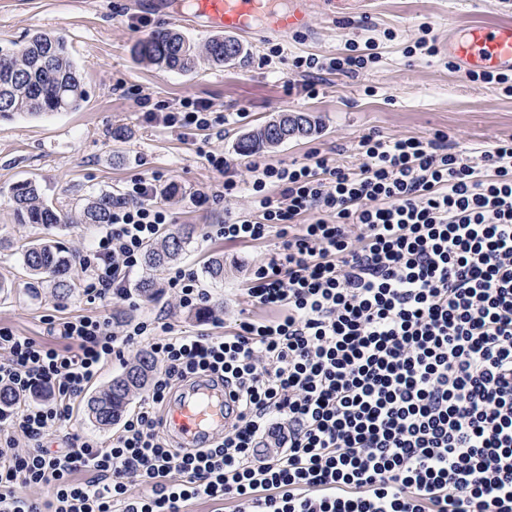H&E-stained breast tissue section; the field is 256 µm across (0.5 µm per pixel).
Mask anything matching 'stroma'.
Listing matches in <instances>:
<instances>
[{"label":"stroma","instance_id":"obj_1","mask_svg":"<svg viewBox=\"0 0 512 512\" xmlns=\"http://www.w3.org/2000/svg\"><path fill=\"white\" fill-rule=\"evenodd\" d=\"M153 0H0V47L15 49L36 32L64 37L78 64L87 99L74 112L0 121V277L15 290L0 298V327L38 342L56 345L46 324L59 318L95 315L104 307L74 291L59 301L51 288L26 289L27 278L12 251L13 244L49 236L70 252L80 253L96 232L79 220L83 206L105 192L122 194L131 181L161 174V196L170 229L184 224L197 228L180 267L200 277L199 286L211 299L222 300L221 320L180 309L169 290L154 300L131 293L113 301V308L132 321L169 319L191 332L220 334L225 323L239 318L267 319L273 310L252 305L242 295L254 267L272 252L276 237L245 246L210 235L214 224H230L254 216L248 194L197 203L193 195L204 185H220L226 175L245 181L250 163L287 166L300 163L313 151L327 153L337 164L358 168L363 158L361 136L432 138L447 135L469 162L499 139L512 136V96L501 86L470 81L449 67V36L473 21L489 16L512 17V0H349L335 14L312 5L311 27L295 38L268 36L242 39L243 56L232 65H217L199 57L192 71L157 68L136 53L138 43L156 31L181 33L197 48L214 36L184 19L189 0H177L179 13L159 12ZM435 38L437 55L414 51L422 36ZM373 52V62L359 75L324 70L315 93L293 66L299 56L321 61L346 54L349 45ZM208 101L224 115V133L194 134L148 121V111L177 107L180 100ZM283 112H303L315 122L310 134L274 149L241 155L239 138ZM124 139L113 140L114 131ZM221 150L230 160L228 173L214 170L206 155ZM36 183L43 202L68 213L72 224L47 230L17 218L12 188L21 180ZM215 255L224 258V279L203 277V267Z\"/></svg>","mask_w":512,"mask_h":512}]
</instances>
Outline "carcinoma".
Wrapping results in <instances>:
<instances>
[{
    "label": "carcinoma",
    "mask_w": 512,
    "mask_h": 512,
    "mask_svg": "<svg viewBox=\"0 0 512 512\" xmlns=\"http://www.w3.org/2000/svg\"><path fill=\"white\" fill-rule=\"evenodd\" d=\"M138 55L151 64L168 70L186 72L195 64V49L177 32L161 30L137 45ZM205 53L214 63L224 59V38L211 39ZM86 98L80 71L60 37L37 33L18 49H0V120H11L17 115L41 116L54 112L77 110ZM311 130L309 117L301 112L282 113L259 128L243 135L238 148L250 153L265 147H277ZM14 209L27 224L46 227H65L69 217L40 199L35 183L24 180L12 189ZM121 197L102 193L83 208L86 224H103L112 205ZM196 233L192 224L177 233L166 234L159 242L144 245L142 251L146 275L138 282L136 291L147 300L159 292L156 273L179 259ZM18 261L28 277L37 284L49 285L56 296L64 299L75 289L71 270L77 256L65 250L60 242L38 238L21 246ZM155 361L143 353L126 365L124 371L113 377L105 388L93 393L88 411L102 428L118 423L136 394L146 386Z\"/></svg>",
    "instance_id": "carcinoma-1"
}]
</instances>
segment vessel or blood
Returning <instances> with one entry per match:
<instances>
[{"instance_id":"1","label":"vessel or blood","mask_w":512,"mask_h":512,"mask_svg":"<svg viewBox=\"0 0 512 512\" xmlns=\"http://www.w3.org/2000/svg\"><path fill=\"white\" fill-rule=\"evenodd\" d=\"M311 0H290L287 9H273L271 0H192L191 18L209 28L252 33L256 26L288 36L306 33L311 23ZM448 54L466 72H512V21H477L448 39ZM238 404L227 390L197 381L170 405L167 429L182 447L205 444L214 431L229 426Z\"/></svg>"}]
</instances>
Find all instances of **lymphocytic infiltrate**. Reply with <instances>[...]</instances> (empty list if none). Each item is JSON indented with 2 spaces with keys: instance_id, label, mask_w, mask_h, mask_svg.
I'll return each mask as SVG.
<instances>
[{
  "instance_id": "1",
  "label": "lymphocytic infiltrate",
  "mask_w": 512,
  "mask_h": 512,
  "mask_svg": "<svg viewBox=\"0 0 512 512\" xmlns=\"http://www.w3.org/2000/svg\"><path fill=\"white\" fill-rule=\"evenodd\" d=\"M149 117L192 134L224 123L190 98ZM359 148L356 169L318 152L252 165L259 219L215 230L278 239L246 290L278 318L214 336L80 315L52 324L62 347L0 328V386L16 396L0 405V512H185L199 499L237 512H512V137L476 164L442 134H366ZM158 187L135 180L83 251L88 302L128 299L168 221ZM142 341L158 368L119 434L105 446L74 432L76 401ZM202 376L231 387L237 421L205 447H172L162 411Z\"/></svg>"
}]
</instances>
